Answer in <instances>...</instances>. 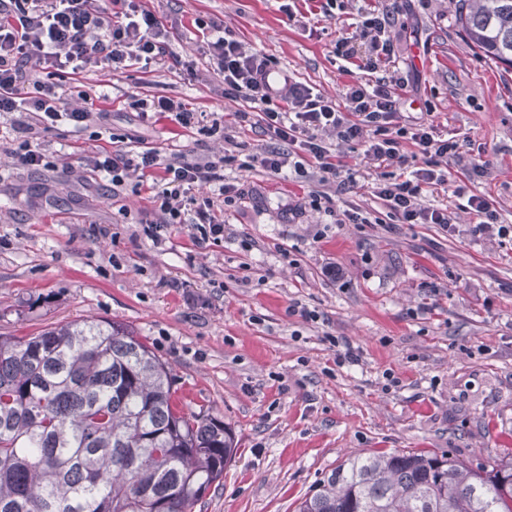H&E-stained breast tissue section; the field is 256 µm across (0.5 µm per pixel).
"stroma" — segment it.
Segmentation results:
<instances>
[{
    "label": "stroma",
    "mask_w": 512,
    "mask_h": 512,
    "mask_svg": "<svg viewBox=\"0 0 512 512\" xmlns=\"http://www.w3.org/2000/svg\"><path fill=\"white\" fill-rule=\"evenodd\" d=\"M164 27L176 63L70 76L37 57L32 78L61 86L71 107L107 117L82 130L36 129L46 163L20 166L10 116L0 117V334L58 322L127 326L166 361L184 411L202 408L235 432L234 459L194 512H295L349 456L423 450L472 469L512 456V236H477L467 197L483 196L512 225V69L470 45L456 0H135ZM392 15L399 110L456 142L439 159L446 183L421 206L446 210L455 231L402 224L379 199L364 144L324 139L354 180L323 179L300 144L264 133L260 113L227 94L208 53L214 28L339 99L377 74L336 56L367 12ZM108 100H101V93ZM167 97L224 121L210 133L164 115L142 121L135 99ZM224 160L240 196L207 186L218 241L196 244L164 223L137 180L121 191L85 158L113 138ZM289 154L290 172L260 160ZM465 195H458V185ZM357 222L343 220L344 212ZM314 312L315 320L300 317ZM352 348L356 361L337 365Z\"/></svg>",
    "instance_id": "stroma-1"
}]
</instances>
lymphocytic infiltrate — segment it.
<instances>
[{"mask_svg": "<svg viewBox=\"0 0 512 512\" xmlns=\"http://www.w3.org/2000/svg\"><path fill=\"white\" fill-rule=\"evenodd\" d=\"M113 2L114 9L108 10L96 0H0V113L27 115L20 123L26 138L15 151L21 166L37 167L45 160L39 146L28 138L35 128L48 129L62 122L80 130L93 118L91 112L67 108L64 92L55 86L29 81L23 69L28 54L75 74L102 62L116 71L130 61L162 67L172 60L161 23L153 13L135 14L126 10L127 0ZM391 24L388 14L364 15L357 39L337 41V55L347 61L359 59L361 68L367 70L391 62L394 46L385 37ZM208 50L225 86L262 112L264 129L272 137L302 142L319 170L335 178L341 176L344 165L319 140V132L331 129L344 141H367L366 156L383 169L374 189L391 214L404 224L449 227L447 212L417 203L423 185L443 183L444 174L433 169L408 171L403 146L411 144L433 159L455 152L457 145L436 136L434 126L424 120L401 123L399 96L385 78H378L370 88L349 85L340 106L291 80L287 73H275L272 59L246 50L237 40L216 36ZM28 83L33 89L27 93L23 87ZM87 162L116 189L133 174L149 182L154 209L167 215L172 224L185 223V203L196 186L218 184L229 204L238 195L236 187L225 182L220 161L201 162L182 153L166 157L153 147L133 151L119 145L93 153ZM193 203L194 227L201 241L222 239L224 226L210 214L213 200L204 197Z\"/></svg>", "mask_w": 512, "mask_h": 512, "instance_id": "lymphocytic-infiltrate-1", "label": "lymphocytic infiltrate"}]
</instances>
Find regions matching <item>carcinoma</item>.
<instances>
[{"label": "carcinoma", "instance_id": "cac0c4a2", "mask_svg": "<svg viewBox=\"0 0 512 512\" xmlns=\"http://www.w3.org/2000/svg\"><path fill=\"white\" fill-rule=\"evenodd\" d=\"M467 40L512 67V0H458ZM167 362L114 322L0 334V512H193L236 443L174 409ZM297 512H512V458L473 470L414 450L356 456Z\"/></svg>", "mask_w": 512, "mask_h": 512}]
</instances>
